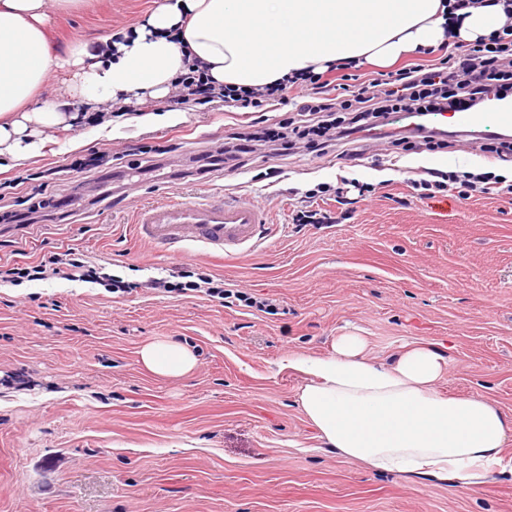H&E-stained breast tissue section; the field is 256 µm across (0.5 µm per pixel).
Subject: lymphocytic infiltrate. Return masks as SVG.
Segmentation results:
<instances>
[{
  "instance_id": "f902f5d3",
  "label": "lymphocytic infiltrate",
  "mask_w": 512,
  "mask_h": 512,
  "mask_svg": "<svg viewBox=\"0 0 512 512\" xmlns=\"http://www.w3.org/2000/svg\"><path fill=\"white\" fill-rule=\"evenodd\" d=\"M512 56V26L504 28L497 38L480 41L473 46L463 44L450 48L436 66L418 64L403 67L359 83L332 84L322 74L305 71L299 76L309 88L296 108L302 125L296 137L281 128L259 132H241L228 136L219 154L206 155L207 167L224 166L230 171L242 167L254 143H262L271 155H294L297 139H304L308 152L322 157L360 159L369 144L366 132L384 126L392 112H444L470 110L484 96L504 100L512 96V67L503 68L499 59ZM174 104L219 101L235 108H258L269 101L287 97L283 86L263 91L243 92L230 86L215 84L203 65L189 64L175 83ZM465 192L487 195H512V184L484 173L440 172L435 178L414 181L421 197L432 198L451 186Z\"/></svg>"
}]
</instances>
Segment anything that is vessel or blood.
I'll return each mask as SVG.
<instances>
[{
  "label": "vessel or blood",
  "mask_w": 512,
  "mask_h": 512,
  "mask_svg": "<svg viewBox=\"0 0 512 512\" xmlns=\"http://www.w3.org/2000/svg\"><path fill=\"white\" fill-rule=\"evenodd\" d=\"M433 126L449 127L457 132L509 131L512 130V104H504L494 112L443 113ZM268 228L266 214L258 205L208 199L151 203L141 209L135 233L149 244L178 256L194 246L231 257L254 250Z\"/></svg>",
  "instance_id": "1"
}]
</instances>
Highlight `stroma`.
Segmentation results:
<instances>
[{"label":"stroma","mask_w":512,"mask_h":512,"mask_svg":"<svg viewBox=\"0 0 512 512\" xmlns=\"http://www.w3.org/2000/svg\"><path fill=\"white\" fill-rule=\"evenodd\" d=\"M154 0H83L51 14L57 53L135 28ZM287 106L249 112L188 104L153 126L114 118L44 135V154L0 171V195L24 221L0 223V267L43 266L42 279L0 282V512H512V477L465 488L378 471L321 447L296 395L291 355L326 354L360 330L386 364L407 343L449 356L443 394L482 395L512 413V195L418 198L425 170L512 177L469 141L443 150L376 144L368 159L298 151L246 155L235 172L199 173V155L229 134L284 121ZM358 181L344 202L308 198ZM77 194L83 208L28 213ZM227 196L274 224L256 253L186 257L136 238L154 201ZM329 224H293L297 210ZM69 248L132 285L70 280L50 258ZM275 300L267 314L194 293H157L186 270ZM170 338L198 357L189 376L148 373L138 351Z\"/></svg>","instance_id":"obj_1"}]
</instances>
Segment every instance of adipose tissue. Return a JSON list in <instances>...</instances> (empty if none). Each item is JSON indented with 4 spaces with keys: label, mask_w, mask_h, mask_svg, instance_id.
Listing matches in <instances>:
<instances>
[{
    "label": "adipose tissue",
    "mask_w": 512,
    "mask_h": 512,
    "mask_svg": "<svg viewBox=\"0 0 512 512\" xmlns=\"http://www.w3.org/2000/svg\"><path fill=\"white\" fill-rule=\"evenodd\" d=\"M78 0H0V159L19 167L41 155L44 130L70 127L61 100L109 111L134 97L164 96L189 62L219 84L256 91L296 73L349 62L386 67L446 40H488L512 20V0L465 9L454 0H158L134 33L103 38L97 49L72 44L58 56L47 34L50 10ZM63 71L59 101L31 107L49 70ZM355 332L322 356H291L305 379L297 403L323 445L373 469L483 485L511 474L502 449L512 415L486 397L442 395L448 360L432 345L405 348L395 362L368 357ZM139 360L165 378L191 374L193 351L171 339L142 345Z\"/></svg>",
    "instance_id": "ef3b65f1"
}]
</instances>
